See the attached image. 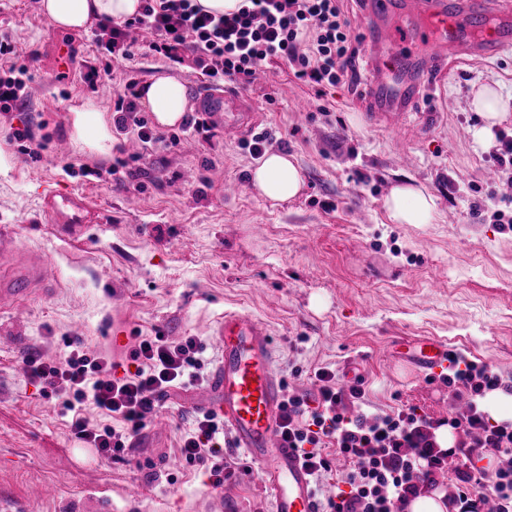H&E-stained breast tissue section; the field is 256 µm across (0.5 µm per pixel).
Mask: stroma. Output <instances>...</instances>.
<instances>
[{
    "mask_svg": "<svg viewBox=\"0 0 512 512\" xmlns=\"http://www.w3.org/2000/svg\"><path fill=\"white\" fill-rule=\"evenodd\" d=\"M342 10L359 37L357 89L319 91L271 62L240 92L255 114L240 140L226 139L217 120L135 161L119 131L111 157L76 148L69 108L90 100L112 113L124 79L141 85L161 73L196 100L206 81L193 54L173 65L140 52L92 85L84 73L96 61L95 25L64 34L39 0H0V37L28 48L16 62L30 73L23 107L0 112V148L15 159L0 177V235L44 261L54 280L50 292L0 304V512H86V498L101 485L109 488L108 512H209L216 496L223 512H272L262 468L246 455L238 461L249 474L220 489L203 467L180 464V438L206 408L204 385L171 390L126 460L84 448L62 399L46 398L25 373L29 354L59 360L71 340L88 353H110L120 376L133 332L194 336L209 377L221 360L217 323L241 312L266 326L283 390L313 393L321 368L361 375L365 405L349 407L352 416L414 407L447 417L454 399L443 381L397 357L396 344L407 339L444 341L512 385V203L504 180L483 177L494 166L492 151L474 137L481 121L469 108L482 83L512 94V49L431 79L414 106L433 115L422 130L373 127L365 119L371 43L360 36V0H344ZM24 128L39 161L11 137ZM265 130L275 134L272 150L294 155L305 178L303 192L278 206L255 191L256 160L244 148ZM403 153L410 167L399 166ZM117 160L129 170L120 181L110 173ZM80 166L89 176L77 175ZM406 183L434 196L436 223L388 221L383 201ZM48 189L88 194L105 230L75 246L52 236L41 209ZM476 202L483 214H474ZM132 485L142 489L135 500L126 495ZM49 486L57 494L45 496Z\"/></svg>",
    "mask_w": 512,
    "mask_h": 512,
    "instance_id": "35a3bbf8",
    "label": "stroma"
}]
</instances>
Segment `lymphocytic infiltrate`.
I'll return each mask as SVG.
<instances>
[{"mask_svg":"<svg viewBox=\"0 0 512 512\" xmlns=\"http://www.w3.org/2000/svg\"><path fill=\"white\" fill-rule=\"evenodd\" d=\"M99 28L104 37L96 42L97 55L134 57L126 34L132 28L144 29L153 36L149 53L178 63L182 51H191L208 84L215 87L247 88L258 64L273 61L286 62L294 78L310 86H333L348 79L359 53L339 0H249L248 6L224 15L203 13L193 0H142L135 17L103 22ZM115 112V125L143 144L177 145L178 135L166 138L149 128L132 89L118 94ZM199 351L193 336L134 337L129 350L134 369L120 378L113 373L108 353L88 354L79 343L64 361L46 362L31 355L25 363L29 377L43 384L44 395L64 397L75 437L100 456L120 460L144 429L147 415L170 390L202 383ZM450 362L453 372L446 384L464 386L473 397L465 416L448 418L449 426L465 435L452 448L435 440L439 421L413 408L348 417L347 401L361 399L362 390L336 383L326 368L315 373L316 393L284 398L279 435L298 450L313 477L331 470L327 443H334L337 455L350 464L341 488L323 502V512H406L423 488L435 486L450 470L457 483L448 500L461 512H512V424L490 423L476 402L482 392L500 388L502 380L486 366L462 362L459 355H452ZM89 406L99 411V420L85 416ZM226 443L223 419L201 412L182 437L180 453L187 464L205 466L212 486L218 488L235 475ZM489 449L504 463L490 474L491 494L486 497L473 473V460Z\"/></svg>","mask_w":512,"mask_h":512,"instance_id":"f902f5d3","label":"lymphocytic infiltrate"}]
</instances>
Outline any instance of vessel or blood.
I'll list each match as a JSON object with an SVG mask.
<instances>
[{"label":"vessel or blood","mask_w":512,"mask_h":512,"mask_svg":"<svg viewBox=\"0 0 512 512\" xmlns=\"http://www.w3.org/2000/svg\"><path fill=\"white\" fill-rule=\"evenodd\" d=\"M399 0H367L363 26L381 51L371 64L372 108L368 120L401 127L409 123L412 106L425 78L446 62L478 61L512 48V0H417L416 10L427 17L424 26L398 30L386 19ZM205 117H222L224 131L239 133L252 113L233 111L234 95L225 91L200 93ZM44 212L57 237L75 242L90 221L91 201L82 194L46 193ZM13 273L0 275V298L22 299L47 275L46 267L18 255H5ZM216 336L222 360L214 371L208 402L224 419L238 448L253 461L267 463L265 481L273 496V512H322L307 467L277 433L282 388L272 362V343L266 328L239 312L225 313ZM449 347L432 339L418 340L405 360L420 373L438 376L448 366Z\"/></svg>","instance_id":"1"}]
</instances>
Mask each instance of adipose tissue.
I'll return each mask as SVG.
<instances>
[{"label":"adipose tissue","mask_w":512,"mask_h":512,"mask_svg":"<svg viewBox=\"0 0 512 512\" xmlns=\"http://www.w3.org/2000/svg\"><path fill=\"white\" fill-rule=\"evenodd\" d=\"M140 0H40V10L57 29L79 31L96 19L122 22L137 14ZM136 93L140 103L163 127L180 123L189 110L187 90L176 77L159 74ZM470 105L482 117L485 128L502 124L512 117V99L504 97L498 84L479 85ZM69 122L73 142L93 153L112 148V127L104 112L88 102L72 108ZM259 195L272 204L296 198L305 186L301 168L293 156L273 152L251 172ZM386 214L394 224H432L439 213L433 196L411 185L394 186L384 200Z\"/></svg>","instance_id":"obj_1"}]
</instances>
